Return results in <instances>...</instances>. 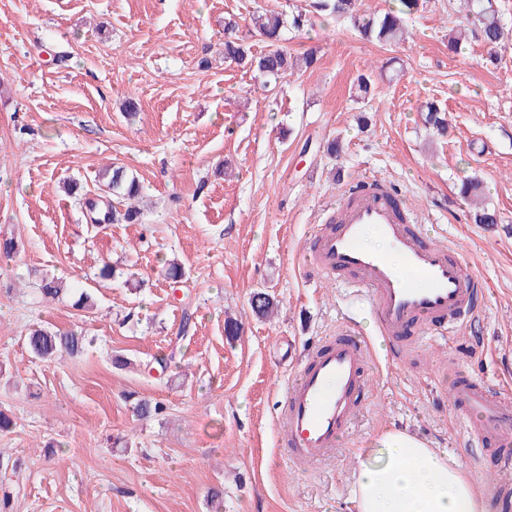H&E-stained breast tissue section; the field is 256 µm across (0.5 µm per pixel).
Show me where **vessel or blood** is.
<instances>
[{"label": "vessel or blood", "instance_id": "vessel-or-blood-1", "mask_svg": "<svg viewBox=\"0 0 512 512\" xmlns=\"http://www.w3.org/2000/svg\"><path fill=\"white\" fill-rule=\"evenodd\" d=\"M397 196L392 183L372 176L351 182L336 206L334 228L315 232L308 261L321 277L343 280L367 299L377 335L396 339L413 327L422 334H454L475 313L484 285L447 244L424 242L413 231L417 215L397 207ZM368 227L388 242L391 253L364 247ZM408 270L419 277V286L405 278ZM369 363L368 338L345 327L297 368L283 417L285 444L295 462H320L352 432ZM453 402L460 414L477 417L469 440L499 444L495 471L511 473L512 397L465 375L453 388Z\"/></svg>", "mask_w": 512, "mask_h": 512}]
</instances>
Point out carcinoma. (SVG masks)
<instances>
[{"label":"carcinoma","instance_id":"carcinoma-1","mask_svg":"<svg viewBox=\"0 0 512 512\" xmlns=\"http://www.w3.org/2000/svg\"><path fill=\"white\" fill-rule=\"evenodd\" d=\"M397 10L389 9L379 15H364L355 9V0H314L313 8L321 15L336 20H347L353 28L364 38L375 41L384 46H398L405 41V16L419 11L424 0H399ZM465 14L452 30L451 45L458 47L463 41L473 37L490 48L504 45L505 35L500 22L498 11L493 0H464ZM255 28L267 40V49L264 53L254 56L249 54L243 42L231 34L236 28V22L230 20L225 24L230 34L224 37V58L235 62H248L262 75L267 82H277L288 71L301 66H310L314 57L308 54L295 57L280 45L281 32L289 26L300 30L308 25L310 18L303 10H296L285 17L279 13L266 11L252 16ZM424 125L433 129L438 135L448 133V119L446 113L432 101L421 107ZM103 192L112 196V209L106 211L101 217H91L94 224L108 223L134 224L141 218V210L135 207L121 208L125 200L138 196L143 185L138 177L130 174L124 167L116 166L107 169L101 176ZM39 290L41 294L52 301L60 300L70 295L76 297L74 306L88 308L94 306L92 296L78 285L62 278H43ZM252 307L259 315H268L273 312L276 304L274 299L265 293H259L252 300ZM27 343L31 352L41 360H51L57 354L65 352L76 356L85 348V337L74 332L58 333L48 327L36 326L28 330Z\"/></svg>","mask_w":512,"mask_h":512}]
</instances>
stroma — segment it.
Wrapping results in <instances>:
<instances>
[{
  "label": "stroma",
  "mask_w": 512,
  "mask_h": 512,
  "mask_svg": "<svg viewBox=\"0 0 512 512\" xmlns=\"http://www.w3.org/2000/svg\"><path fill=\"white\" fill-rule=\"evenodd\" d=\"M311 2L0 0V233L18 241L0 255L5 512H212L216 488L224 512H355L358 456L396 429L448 451L475 484L492 472L495 453L468 446L450 386L462 373L512 395V0H497L494 50H449L462 0H427L397 47L318 15L284 29L283 46L316 61L273 88L225 60L228 20L258 54L253 12ZM427 101L446 112L447 138L424 127ZM113 165L145 187L141 223L90 222L81 194ZM365 174L396 185L430 241L455 245L484 282L455 336L400 350L377 336L365 299L304 266L326 205ZM471 178L497 223L473 222L460 194ZM173 258L186 272L175 288L162 275ZM106 261L134 277L100 281ZM46 274L89 288L93 308L44 302ZM257 292L277 302L271 317L253 312ZM228 317L239 338L225 336ZM40 322L83 333L87 350L34 357L27 328ZM345 324L372 337L377 359L357 426L326 461L294 464L278 442L285 389ZM172 349L165 372H144ZM139 398L163 413L138 417Z\"/></svg>",
  "instance_id": "obj_1"
}]
</instances>
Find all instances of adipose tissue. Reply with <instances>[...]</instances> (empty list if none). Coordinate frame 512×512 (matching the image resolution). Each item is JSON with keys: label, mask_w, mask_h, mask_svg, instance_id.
<instances>
[{"label": "adipose tissue", "mask_w": 512, "mask_h": 512, "mask_svg": "<svg viewBox=\"0 0 512 512\" xmlns=\"http://www.w3.org/2000/svg\"><path fill=\"white\" fill-rule=\"evenodd\" d=\"M352 500L356 512H491L458 461L395 430L360 457Z\"/></svg>", "instance_id": "1"}]
</instances>
